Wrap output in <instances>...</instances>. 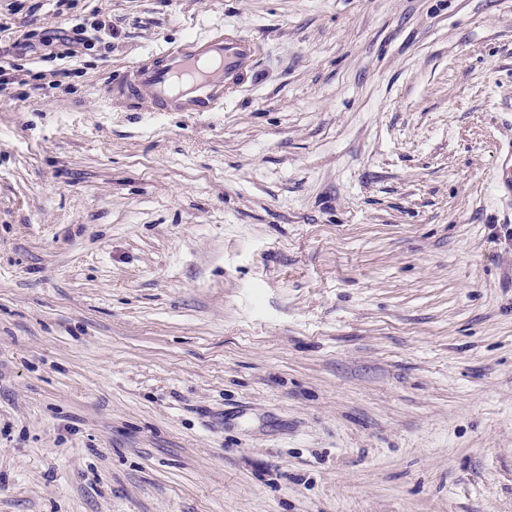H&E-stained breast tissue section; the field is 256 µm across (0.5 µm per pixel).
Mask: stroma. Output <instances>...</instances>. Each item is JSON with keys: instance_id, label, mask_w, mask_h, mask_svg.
Returning a JSON list of instances; mask_svg holds the SVG:
<instances>
[{"instance_id": "1", "label": "stroma", "mask_w": 512, "mask_h": 512, "mask_svg": "<svg viewBox=\"0 0 512 512\" xmlns=\"http://www.w3.org/2000/svg\"><path fill=\"white\" fill-rule=\"evenodd\" d=\"M0 88V512H512V0H55ZM213 27L217 112L106 87ZM102 30H104L103 34ZM104 35L112 39V30L109 29L107 33L105 26L95 25H90V30H88L84 23H80L68 28L56 27L54 31L41 34L38 42L45 48L44 50H48V53L44 55L60 52L64 58H74L78 54L93 50L101 43L111 44V42H104ZM494 183L500 196L512 202V141L499 150L494 169Z\"/></svg>"}]
</instances>
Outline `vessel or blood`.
<instances>
[{"label": "vessel or blood", "instance_id": "1", "mask_svg": "<svg viewBox=\"0 0 512 512\" xmlns=\"http://www.w3.org/2000/svg\"><path fill=\"white\" fill-rule=\"evenodd\" d=\"M256 57L252 38L214 28L137 60L111 81L106 95L126 112L138 111L145 98L156 112H216ZM494 183L512 202V141L499 150Z\"/></svg>", "mask_w": 512, "mask_h": 512}]
</instances>
